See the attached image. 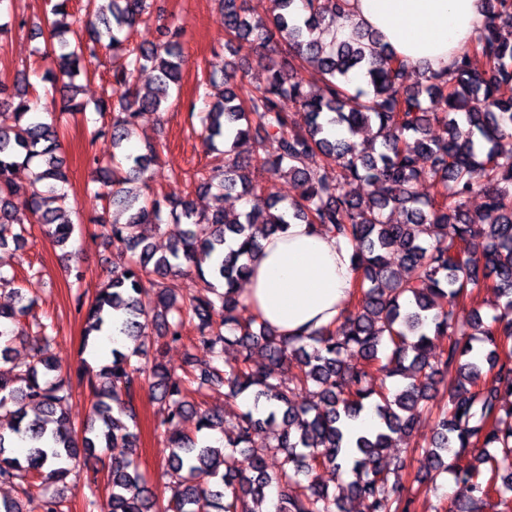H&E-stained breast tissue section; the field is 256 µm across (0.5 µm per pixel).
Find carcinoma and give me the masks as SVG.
Here are the masks:
<instances>
[{
    "label": "carcinoma",
    "mask_w": 512,
    "mask_h": 512,
    "mask_svg": "<svg viewBox=\"0 0 512 512\" xmlns=\"http://www.w3.org/2000/svg\"><path fill=\"white\" fill-rule=\"evenodd\" d=\"M19 2L0 0L8 17L0 23V47L27 26ZM106 2L85 0L84 15L72 24L69 0H54L45 46L36 53L50 63L44 80L64 94L51 100L46 115L27 79L0 81V247L25 238L23 214L62 250L74 234L77 206L64 191L60 122L86 109L77 101L76 80L90 77L102 49H112V83L94 109L112 116L90 131V148L107 134L113 148L123 150L140 114L165 111L181 85L184 28L172 23L150 46L135 44L131 31L151 17L155 0ZM219 2L224 46L252 36L271 62L264 85L243 96L230 85L226 62V71L208 75L213 101L200 110L188 103L211 147L230 144L219 153L223 179L215 185L197 177L198 189L215 191L213 208L200 213L190 200H169L150 188L145 173L160 158L157 142H144L135 156L114 154L105 162L90 156L96 179L86 195L126 216L102 228L127 258L114 263L89 303L76 296L78 308H86L83 349L90 337L110 333L116 319L130 340L153 329L156 355L135 364L137 353L120 346L97 370L83 363L78 376L94 400L90 423L78 430L67 413L71 377L58 373L49 355L53 326L36 322L34 332L24 329L20 318L34 299L10 289L14 304L0 306V359L15 336L31 338V354L0 371V412L7 417L0 422V485L31 502V481L63 482L68 462L86 461L99 448L138 447L135 395L146 384L160 404L157 431L169 449L163 490L132 460H118L108 496L90 501L92 512H260L272 488L275 512H345L343 498L321 479L324 468L349 476L347 496L365 512H409L405 488L390 481L383 462L392 436H409L424 412L436 427L433 441L420 449L425 478L435 483L450 474L469 492L441 510L472 512V503L494 500L506 512L512 507V410L502 411L501 401L512 396V151L500 142L512 137V0H486L475 42L448 68L422 69L413 85L405 83V62L371 30L355 26L327 46L312 37L346 17L348 0H271L268 20L249 17L245 0ZM283 49L286 64L278 60ZM305 66L309 81L294 80L293 70ZM145 70L154 78L140 89L134 78ZM358 72L368 77L366 91L352 87ZM361 126L376 132L360 144L331 133ZM247 143L244 156L238 147ZM21 166L31 173L24 197L13 179ZM326 166L336 167V181L322 175ZM264 173L297 182L290 207L265 197ZM425 180L434 193L423 197L417 185ZM354 182L371 190L340 193L341 185ZM236 190L250 204L243 221L224 213V196ZM474 194L483 196L479 211L469 208ZM395 212L404 219L392 222ZM291 219L359 244L346 314L307 342L277 333L257 315L246 322L238 317L239 286L261 249L256 228L274 235ZM149 229L167 236L168 253L149 251ZM184 277L196 278L201 289L182 292L177 281ZM148 287L156 289L150 312L136 298ZM482 290L498 294L500 312L489 322L474 307L460 316ZM188 326L210 353L205 370L190 352L176 369L162 359L164 347L181 341ZM433 335L447 337L448 346L435 349ZM228 345L238 347V357L226 367ZM256 349L265 364L253 361ZM350 353L360 362H347ZM284 369L292 371L291 387L279 379ZM448 373L442 392L437 377ZM297 389L312 400L296 404ZM205 391L248 394L254 405L264 401L272 409L265 416L251 409L240 414L224 447H215L209 432L224 429V416L195 402ZM29 407L37 411L31 420ZM368 409L379 426L349 439L347 426ZM191 418L189 434L180 425ZM267 427L275 428L273 442L256 444L253 434ZM16 436L27 441L22 459L5 446ZM271 453L283 455L276 474L267 469ZM467 455L474 463L458 466ZM200 472L214 482L195 481Z\"/></svg>",
    "instance_id": "1"
}]
</instances>
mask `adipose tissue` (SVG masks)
Returning a JSON list of instances; mask_svg holds the SVG:
<instances>
[{
    "mask_svg": "<svg viewBox=\"0 0 512 512\" xmlns=\"http://www.w3.org/2000/svg\"><path fill=\"white\" fill-rule=\"evenodd\" d=\"M484 17V0H350L347 23L378 31L412 65L438 70L476 36ZM352 253L347 240L291 223L263 239L243 300L280 334L307 338L344 311Z\"/></svg>",
    "mask_w": 512,
    "mask_h": 512,
    "instance_id": "obj_1",
    "label": "adipose tissue"
}]
</instances>
